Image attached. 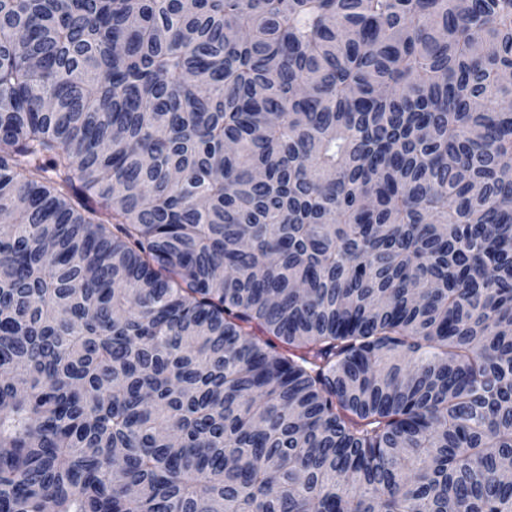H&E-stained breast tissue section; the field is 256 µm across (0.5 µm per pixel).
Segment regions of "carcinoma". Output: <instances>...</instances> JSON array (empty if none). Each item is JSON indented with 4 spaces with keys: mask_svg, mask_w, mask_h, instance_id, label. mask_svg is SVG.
<instances>
[{
    "mask_svg": "<svg viewBox=\"0 0 512 512\" xmlns=\"http://www.w3.org/2000/svg\"><path fill=\"white\" fill-rule=\"evenodd\" d=\"M512 0H0V512H512Z\"/></svg>",
    "mask_w": 512,
    "mask_h": 512,
    "instance_id": "cac0c4a2",
    "label": "carcinoma"
}]
</instances>
